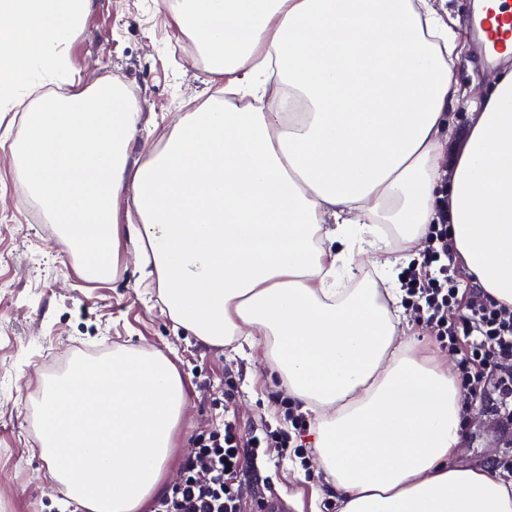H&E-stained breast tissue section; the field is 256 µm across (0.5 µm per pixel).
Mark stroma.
Instances as JSON below:
<instances>
[{
	"instance_id": "35a3bbf8",
	"label": "stroma",
	"mask_w": 512,
	"mask_h": 512,
	"mask_svg": "<svg viewBox=\"0 0 512 512\" xmlns=\"http://www.w3.org/2000/svg\"><path fill=\"white\" fill-rule=\"evenodd\" d=\"M457 28L455 78L472 89L492 70L473 33L472 0H446ZM73 89L116 81L135 94L141 114L130 143L131 159L145 160L187 113L223 100L203 56L173 19L171 0H91L80 31L68 45ZM25 132L19 112H0V512H59L62 494L40 456L38 390L78 357H97L118 347L158 351L175 365L188 391L189 406L176 434L164 477L179 483L191 439L234 416L241 433L282 426L285 386L264 360L260 347L209 345L175 323L156 289L144 287L141 270L121 253L114 277L83 279L80 256L61 238L31 197L9 147ZM399 331L411 349L455 369L457 358L441 349L411 310L400 315ZM490 395L478 397L462 414L458 465L499 468L512 456V425L492 411ZM304 455L259 456L257 469L240 474L241 512L258 502L281 499L280 512H320L338 495L314 453V433L298 439Z\"/></svg>"
}]
</instances>
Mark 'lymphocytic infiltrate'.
<instances>
[{
  "label": "lymphocytic infiltrate",
  "instance_id": "1",
  "mask_svg": "<svg viewBox=\"0 0 512 512\" xmlns=\"http://www.w3.org/2000/svg\"><path fill=\"white\" fill-rule=\"evenodd\" d=\"M408 302L436 340L449 350L461 351L458 379L464 397L484 392L491 372H503L498 386L497 409H512V306L483 296L465 313L449 318L448 308L459 291L455 264L448 248V227L430 225L422 261L402 274ZM283 416L285 430L262 429L241 438L236 423L222 425L192 441L184 461V478L155 502L153 512H240L235 474L254 467L260 449L288 451L294 445L293 432L309 428L310 421L298 405H288Z\"/></svg>",
  "mask_w": 512,
  "mask_h": 512
}]
</instances>
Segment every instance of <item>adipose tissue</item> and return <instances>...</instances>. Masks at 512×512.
Returning <instances> with one entry per match:
<instances>
[{"label":"adipose tissue","mask_w":512,"mask_h":512,"mask_svg":"<svg viewBox=\"0 0 512 512\" xmlns=\"http://www.w3.org/2000/svg\"><path fill=\"white\" fill-rule=\"evenodd\" d=\"M89 0H0V112L34 74L69 67ZM174 19L224 102L130 163L140 114L119 84L26 108L13 151L31 194L116 273L133 244L172 319L210 345H264L321 422L315 453L340 512H512V482L452 465L462 394L404 345L398 266L430 225L485 295L512 305V70L474 97L451 146L458 34L436 0H179ZM129 196L137 216L114 207ZM368 255L388 285L353 279ZM187 407L158 351L79 358L44 382L40 455L84 512H137L159 487Z\"/></svg>","instance_id":"obj_1"}]
</instances>
